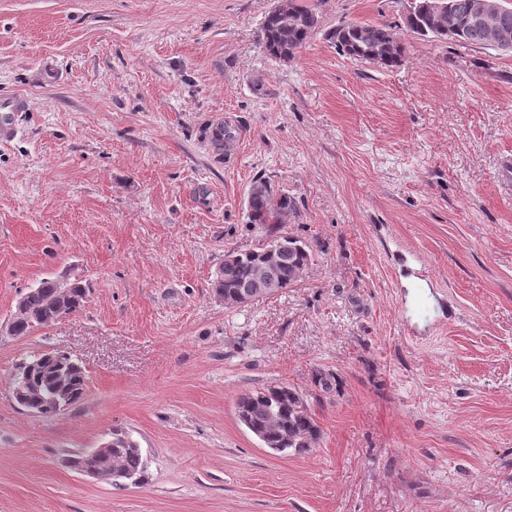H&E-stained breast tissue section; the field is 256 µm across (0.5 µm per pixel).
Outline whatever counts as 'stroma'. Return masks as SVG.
Segmentation results:
<instances>
[{"label": "stroma", "mask_w": 512, "mask_h": 512, "mask_svg": "<svg viewBox=\"0 0 512 512\" xmlns=\"http://www.w3.org/2000/svg\"><path fill=\"white\" fill-rule=\"evenodd\" d=\"M275 3L0 0V93L28 99L0 143V512H512V53L413 34L409 0H297L318 25L273 61ZM346 22L391 26L399 66L341 55ZM258 177L313 257L230 308L212 282L266 240ZM45 279L83 309L11 335ZM56 351L86 394L30 412L14 368ZM281 384L321 428L302 454L237 417ZM116 429L144 483L65 466Z\"/></svg>", "instance_id": "obj_1"}]
</instances>
